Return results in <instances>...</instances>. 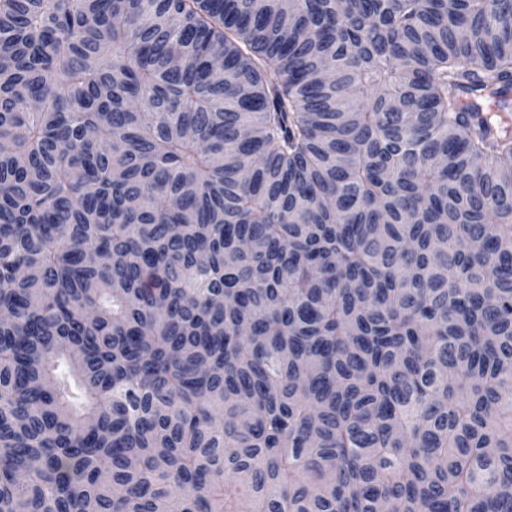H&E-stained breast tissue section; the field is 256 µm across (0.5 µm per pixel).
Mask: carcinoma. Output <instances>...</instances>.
<instances>
[{
	"instance_id": "carcinoma-1",
	"label": "carcinoma",
	"mask_w": 512,
	"mask_h": 512,
	"mask_svg": "<svg viewBox=\"0 0 512 512\" xmlns=\"http://www.w3.org/2000/svg\"><path fill=\"white\" fill-rule=\"evenodd\" d=\"M511 20L0 0V512H512Z\"/></svg>"
}]
</instances>
